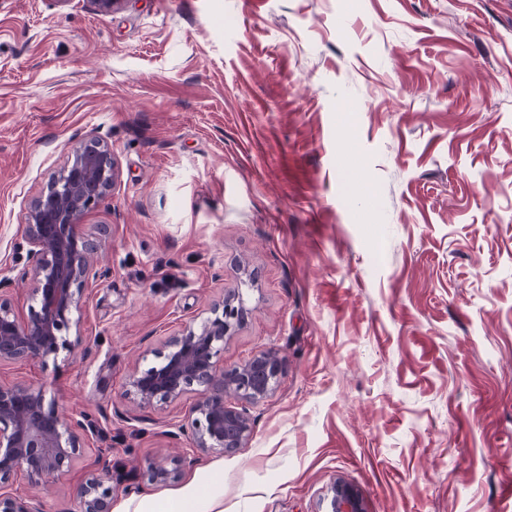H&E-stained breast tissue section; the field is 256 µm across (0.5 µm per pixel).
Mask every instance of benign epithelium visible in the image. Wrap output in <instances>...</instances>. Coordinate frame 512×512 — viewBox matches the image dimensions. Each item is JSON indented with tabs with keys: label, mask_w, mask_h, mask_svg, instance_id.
Instances as JSON below:
<instances>
[{
	"label": "benign epithelium",
	"mask_w": 512,
	"mask_h": 512,
	"mask_svg": "<svg viewBox=\"0 0 512 512\" xmlns=\"http://www.w3.org/2000/svg\"><path fill=\"white\" fill-rule=\"evenodd\" d=\"M116 164L109 146L90 138L74 150L72 162L32 202L25 225L28 272L33 304L20 320L0 297V363L48 356L81 342L66 337L72 316L80 312L87 283L108 275L94 266L95 244L80 236L78 224L113 188ZM247 309L241 298L228 297L199 324L172 336L159 362L129 378L131 391L148 405H162L192 392L202 397L191 408L182 432L205 452H232L246 447L252 424L246 410L229 406L228 393L246 402L269 397L281 366L260 353L243 364L224 365V340L241 323ZM86 425L65 420L55 401L22 385H0V481L23 474L49 481L68 470L80 452ZM79 512H112L110 489L92 477L80 490ZM327 512H364L356 491L335 484ZM0 512H39L30 501L0 491Z\"/></svg>",
	"instance_id": "1"
}]
</instances>
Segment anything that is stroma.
<instances>
[{
  "instance_id": "obj_1",
  "label": "stroma",
  "mask_w": 512,
  "mask_h": 512,
  "mask_svg": "<svg viewBox=\"0 0 512 512\" xmlns=\"http://www.w3.org/2000/svg\"><path fill=\"white\" fill-rule=\"evenodd\" d=\"M117 180L83 343L0 384L92 416L71 468L0 486L79 512H512V0H0V293L31 305L26 216L87 138ZM240 294L224 363L275 353L232 453L183 434L197 394L130 392L185 324ZM174 474L164 486L150 463ZM79 498V512H112L110 489L97 477H92L84 483ZM329 510L326 512H364L356 491L345 484H334L328 492ZM198 497L192 490L183 491L170 497L161 507L160 512H199L196 509Z\"/></svg>"
}]
</instances>
